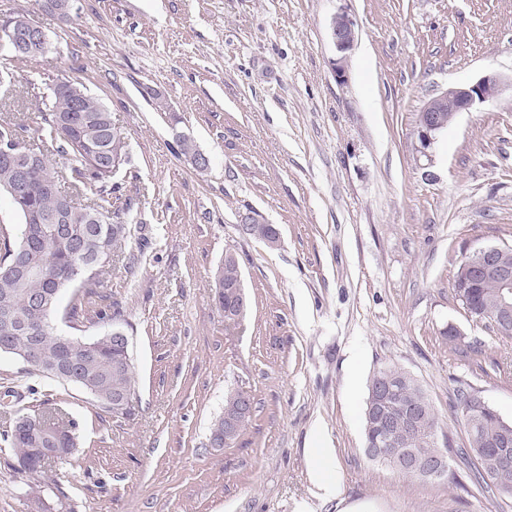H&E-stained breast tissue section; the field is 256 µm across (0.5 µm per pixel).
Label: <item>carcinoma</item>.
<instances>
[{
	"mask_svg": "<svg viewBox=\"0 0 512 512\" xmlns=\"http://www.w3.org/2000/svg\"><path fill=\"white\" fill-rule=\"evenodd\" d=\"M78 105L80 111L68 108ZM41 118L48 131L47 142L30 145L38 159L27 164V175L32 191L19 200L10 188L15 181L14 168L0 161V194L11 198L20 219V236L16 241L4 237L0 254V324L6 318H17L41 323L57 314L77 322L83 314L84 298L96 293L101 286L100 275L112 266L118 245L131 236L135 221L131 199L121 206L112 204L106 191L116 192L118 184L107 187L114 176L113 160H125L127 144L112 122V114L96 97L90 95L84 84L67 79L63 84L53 82L41 110ZM179 153L199 172L204 166L195 164L200 154L193 140L182 137L178 141ZM68 162L73 187L78 189L92 183L100 184L101 196L90 205L67 199L59 190L63 171L54 165V157ZM80 244L87 259L83 277H71L74 257L71 242ZM35 251L45 266L42 277H26L13 269L17 260ZM242 282L240 263L227 259L213 274L211 291L214 300L224 309V320L239 321L234 301L224 293L226 287ZM74 289L65 308L60 310L61 293ZM456 297L466 311L481 320L502 306L501 286L494 280L474 283L467 288L453 285ZM39 363L33 370L66 384H74L90 395L101 407L112 410V398L120 394H136L134 367L129 351L112 344V331L108 330L85 341H70L53 327H46L37 340ZM398 378L401 396L389 400L385 408L395 420L402 419L403 404L418 408L416 419L408 423L402 447L417 448L428 457L442 455L436 447L437 428L433 405L422 385L410 373L393 370ZM475 390L457 391L455 404L465 422L468 446L461 450L460 458L472 468L474 484L480 492H498L512 496V469L502 470L491 453H480L502 437L507 430L490 407L479 415H468L469 404ZM11 447L17 452L22 471L31 474L43 472L45 462L35 452L37 448H60L65 460L74 447V435L63 414L52 410L33 411L28 414L14 412L10 427Z\"/></svg>",
	"mask_w": 512,
	"mask_h": 512,
	"instance_id": "carcinoma-1",
	"label": "carcinoma"
}]
</instances>
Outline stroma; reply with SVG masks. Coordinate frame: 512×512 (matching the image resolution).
Instances as JSON below:
<instances>
[{
    "label": "stroma",
    "mask_w": 512,
    "mask_h": 512,
    "mask_svg": "<svg viewBox=\"0 0 512 512\" xmlns=\"http://www.w3.org/2000/svg\"><path fill=\"white\" fill-rule=\"evenodd\" d=\"M61 23L41 0L0 13L41 22L44 56L0 58V117L47 136L51 80L82 81L128 143L114 177L144 230L100 289L121 312L137 390L130 415L0 355V395L54 408L75 447L45 476L20 471L0 413V512H512L478 493L457 390L512 421V338L472 318L452 282L463 252L512 246V95L460 113L421 153L418 114L488 71L512 74V0H78ZM356 40L337 79L333 15ZM163 106H156L153 95ZM194 139L197 172L178 152ZM253 212L278 248L242 235ZM237 253L249 305L236 324L209 285ZM456 327L481 356L451 355ZM412 374L434 406L445 477L421 481L369 461L363 408L374 372ZM253 414L234 444L208 445L224 394ZM328 448L339 492L314 475Z\"/></svg>",
    "instance_id": "obj_1"
}]
</instances>
